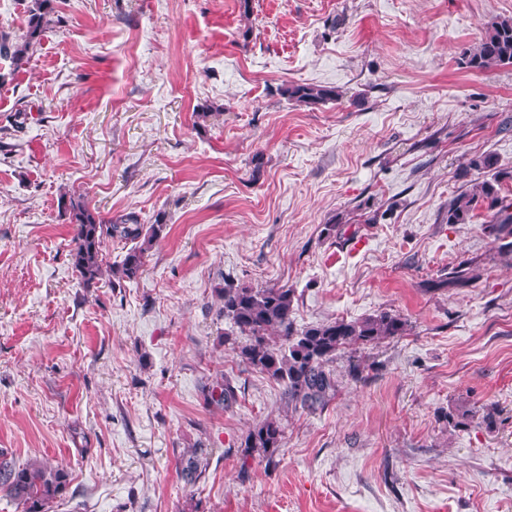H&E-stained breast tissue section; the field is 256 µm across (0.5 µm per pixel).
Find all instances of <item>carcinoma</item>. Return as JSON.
Here are the masks:
<instances>
[{"label": "carcinoma", "mask_w": 512, "mask_h": 512, "mask_svg": "<svg viewBox=\"0 0 512 512\" xmlns=\"http://www.w3.org/2000/svg\"><path fill=\"white\" fill-rule=\"evenodd\" d=\"M53 2L31 0L27 30L18 40L13 42L8 33H0V59L9 60L12 71L18 72L29 64L54 12ZM459 65L479 72L512 65V17L498 16L483 23L479 42L462 51ZM280 93L296 105L308 108L342 98L337 87L313 83L285 84L280 87ZM463 171L466 175L476 173L478 177L448 201L446 223L468 224L475 211L484 210L488 214L483 225L487 236L495 241L512 237V198L502 194V184L512 180V171L498 168L490 152L467 158ZM58 207L74 225L70 259L86 288L96 286L107 275L119 280H133L142 275L147 253L167 226L163 212L157 214L154 224L147 229L133 213L107 218L81 195H60ZM108 239L134 243L114 267H106L103 262V245ZM473 264V260L465 262L449 276L428 283L425 288H463L472 279ZM217 294L221 302L219 314L230 323L231 332L246 337L245 343L233 348L239 362L278 383L286 404L294 411L314 412L324 408L335 396L336 377L330 363L338 353L401 336L408 327L401 316L383 311L361 320L335 319L299 328L295 321V292L291 288H250L226 281ZM236 400V389L224 376L205 394L206 402L225 410ZM283 435L279 421H263L246 436L244 456L258 452L267 465L274 464V453L282 446ZM181 465L182 477L189 484L200 479L206 470L202 452L197 448L183 455ZM67 486L68 473L61 467L38 461L20 466L0 458V491L21 512H50Z\"/></svg>", "instance_id": "cac0c4a2"}]
</instances>
